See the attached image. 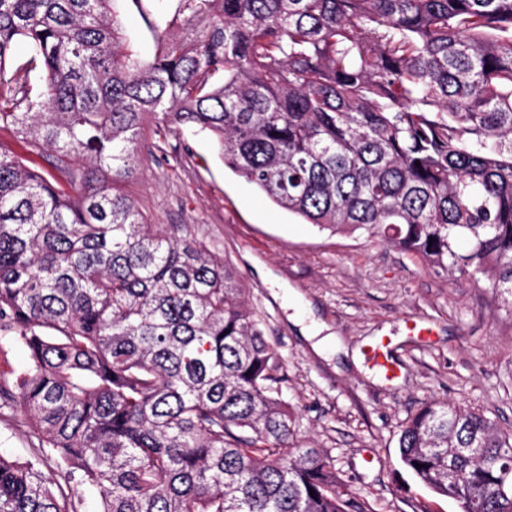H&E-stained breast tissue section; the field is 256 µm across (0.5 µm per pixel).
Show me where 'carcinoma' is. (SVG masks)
Here are the masks:
<instances>
[{"label":"carcinoma","instance_id":"carcinoma-1","mask_svg":"<svg viewBox=\"0 0 512 512\" xmlns=\"http://www.w3.org/2000/svg\"><path fill=\"white\" fill-rule=\"evenodd\" d=\"M116 0H0L44 89L0 81V512H374L320 448L288 445L286 376L224 259L122 189L145 124L208 132L224 164L308 224L363 230L512 315V0H179L143 65ZM491 69H485V66ZM399 460L464 512H512V434L431 401ZM422 468H416V464ZM0 142H6L8 143L11 148L18 153L19 155L23 156L25 159L28 160L27 164L30 166H35L41 170H44L45 172H48L52 175H54L56 178H58L61 182L65 183L63 180L62 175L57 172L55 169L52 168L49 161L52 160V158L49 156V153H44V156H40L37 154H31L29 153L23 146V144L15 142L10 135L6 131H0ZM26 362V352L18 345L0 343V370L12 368L20 372ZM37 440L30 436L29 428L19 422L0 420V454L25 461L34 452Z\"/></svg>","mask_w":512,"mask_h":512}]
</instances>
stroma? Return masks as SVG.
Segmentation results:
<instances>
[{"instance_id":"1","label":"stroma","mask_w":512,"mask_h":512,"mask_svg":"<svg viewBox=\"0 0 512 512\" xmlns=\"http://www.w3.org/2000/svg\"><path fill=\"white\" fill-rule=\"evenodd\" d=\"M177 6L126 0L125 46L152 61L158 35L176 31ZM147 127L141 166L123 188L151 223L183 229L223 256L282 360L298 440L328 453L373 512H459L400 464L398 438L433 400L512 432V317L497 298L367 233L303 223L226 168L208 133ZM412 318L428 335L407 329ZM380 341L399 366L396 379L368 359Z\"/></svg>"}]
</instances>
